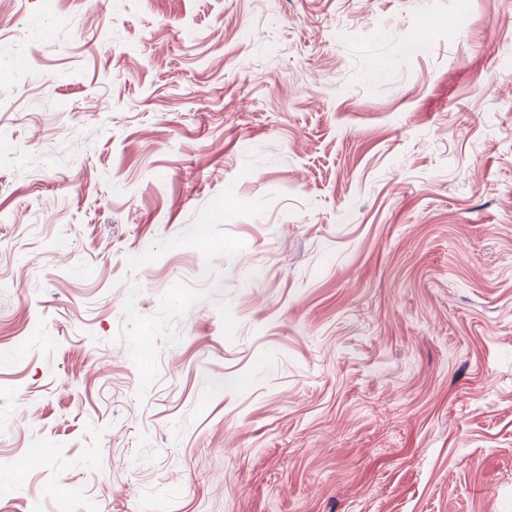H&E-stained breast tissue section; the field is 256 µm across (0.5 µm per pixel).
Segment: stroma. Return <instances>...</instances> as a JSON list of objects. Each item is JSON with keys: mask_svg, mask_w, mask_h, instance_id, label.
Masks as SVG:
<instances>
[{"mask_svg": "<svg viewBox=\"0 0 512 512\" xmlns=\"http://www.w3.org/2000/svg\"><path fill=\"white\" fill-rule=\"evenodd\" d=\"M0 34V512H512V0Z\"/></svg>", "mask_w": 512, "mask_h": 512, "instance_id": "1", "label": "stroma"}]
</instances>
